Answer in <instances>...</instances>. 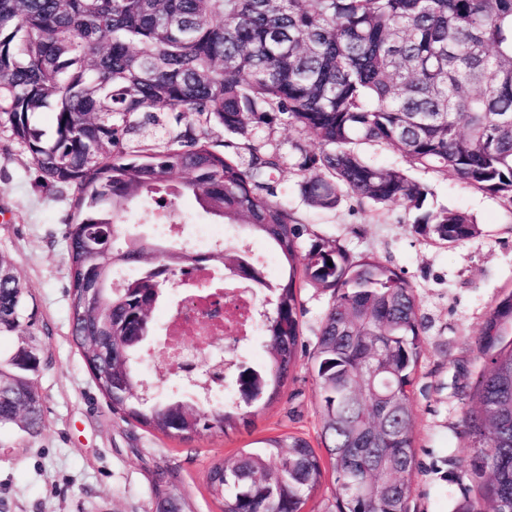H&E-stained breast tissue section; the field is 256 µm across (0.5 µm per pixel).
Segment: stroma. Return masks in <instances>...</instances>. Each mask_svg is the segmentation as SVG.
<instances>
[{"mask_svg":"<svg viewBox=\"0 0 512 512\" xmlns=\"http://www.w3.org/2000/svg\"><path fill=\"white\" fill-rule=\"evenodd\" d=\"M254 133L283 156L272 186L308 233L392 266L414 286L424 352L413 387L411 509L452 512L469 484L459 466L471 451L461 421L483 368L477 338L512 291V204L457 179L411 170L431 191L429 207L466 212L481 229L470 240L439 245L419 233L401 202L375 206L346 197L333 210L309 206L299 191L301 162L320 152L318 140L283 115ZM72 197L71 190L44 185L27 148L0 123V255L11 260L24 290V317L14 331L0 333V359L22 347L39 350L31 380L43 408L36 436L16 425L0 428V512H155L159 483L182 492L191 512H223L207 489L213 462L284 433L319 446L309 356L330 296L311 287L301 291L297 366L250 428L181 441L112 412L71 336L65 234Z\"/></svg>","mask_w":512,"mask_h":512,"instance_id":"1","label":"stroma"}]
</instances>
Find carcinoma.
I'll list each match as a JSON object with an SVG mask.
<instances>
[{"label":"carcinoma","instance_id":"cac0c4a2","mask_svg":"<svg viewBox=\"0 0 512 512\" xmlns=\"http://www.w3.org/2000/svg\"><path fill=\"white\" fill-rule=\"evenodd\" d=\"M53 111L52 136L34 118ZM197 128L157 135V113ZM285 115L324 146L306 155L300 192L333 209L349 196L404 203L432 241L480 233L465 212L426 209L430 194L400 168L356 147L376 145L415 168L454 177L512 204V0H0V120L23 144L46 185L73 190L66 232L72 336L112 411L127 422L188 440L248 424L241 406L268 404L299 358L301 288L331 292L316 334L320 455L288 434L215 462L207 474L224 512H303L331 477L336 512H410L417 467L411 387L423 352L415 289L395 268L355 258L337 241L305 252L295 214L275 200L283 157L252 126ZM240 137L215 149L212 126ZM194 197L207 215L241 224L280 253L285 276L259 279L242 251L174 252L122 232L132 208L165 210ZM332 265H327V261ZM240 268L268 289V362L235 369L243 403L196 410L173 395L144 400L138 372L149 314L185 267ZM141 265L120 292L111 284ZM23 318V291L0 255V330ZM512 291L479 337L487 370L462 424L473 439L463 460L471 488L455 512H512ZM20 353L0 360V427L24 421L38 433L42 410Z\"/></svg>","mask_w":512,"mask_h":512}]
</instances>
